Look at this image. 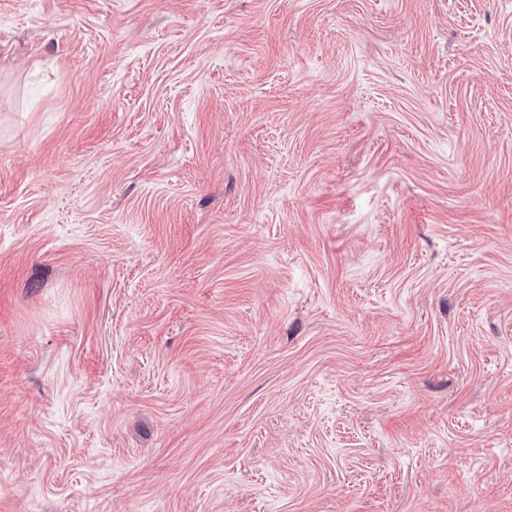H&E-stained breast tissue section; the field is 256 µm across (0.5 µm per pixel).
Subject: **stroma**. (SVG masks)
Instances as JSON below:
<instances>
[{
	"mask_svg": "<svg viewBox=\"0 0 512 512\" xmlns=\"http://www.w3.org/2000/svg\"><path fill=\"white\" fill-rule=\"evenodd\" d=\"M0 512H512V0H0Z\"/></svg>",
	"mask_w": 512,
	"mask_h": 512,
	"instance_id": "35a3bbf8",
	"label": "stroma"
}]
</instances>
